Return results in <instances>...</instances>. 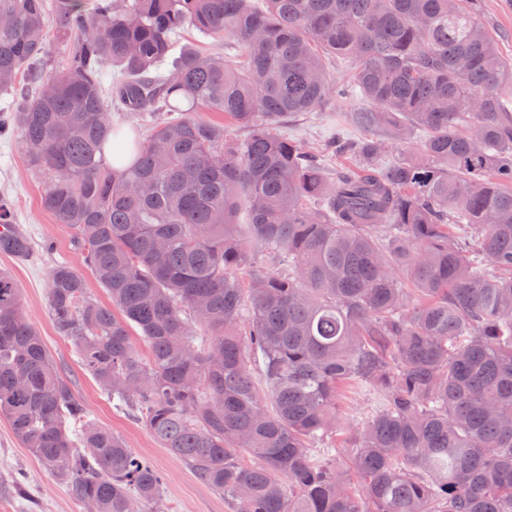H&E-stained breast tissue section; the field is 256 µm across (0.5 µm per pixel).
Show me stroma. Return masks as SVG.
<instances>
[{"instance_id": "obj_1", "label": "stroma", "mask_w": 512, "mask_h": 512, "mask_svg": "<svg viewBox=\"0 0 512 512\" xmlns=\"http://www.w3.org/2000/svg\"><path fill=\"white\" fill-rule=\"evenodd\" d=\"M477 14L485 26L498 34L501 54L511 59L512 0H479ZM361 105V99L356 97H332L320 110L284 121L280 131L305 151L324 158L326 165L354 168L358 165L356 158L332 156L329 144L339 132L363 138V130L347 122L348 113ZM44 188L43 181L30 170L15 138L7 132L0 134V194L10 201L15 222L28 234L33 247L29 260L24 262L0 255V267L10 271L16 280L25 313L92 419L120 436L128 448L149 460L162 474L164 512H229L223 495L201 482L187 464L161 448L141 422L113 408L99 384L82 370L73 344L56 333L46 303L48 272L54 264L65 261L81 268L91 293L104 303L109 296L99 287L92 272L84 269L72 244L71 229L56 223L44 210L41 204ZM46 239L53 241V251L43 250L42 242ZM20 481L26 487L22 496L16 491ZM31 502L36 505L32 512H85L66 487L42 468L31 450L15 439L8 422L0 418V512H31L27 509Z\"/></svg>"}]
</instances>
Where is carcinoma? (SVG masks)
I'll list each match as a JSON object with an SVG mask.
<instances>
[{
  "mask_svg": "<svg viewBox=\"0 0 512 512\" xmlns=\"http://www.w3.org/2000/svg\"><path fill=\"white\" fill-rule=\"evenodd\" d=\"M263 2L0 0V128L110 299L55 264L54 328L232 512H512V62L474 0ZM184 29L240 56L165 71ZM327 54L355 61L348 80ZM332 89L364 102L353 125L421 148L383 164L382 140L338 138L360 166L327 172L278 128ZM114 112L158 119L121 172ZM31 253L0 235L1 255ZM352 390L374 409L340 467ZM0 417L93 512L160 507L161 475L89 419L6 270Z\"/></svg>",
  "mask_w": 512,
  "mask_h": 512,
  "instance_id": "carcinoma-1",
  "label": "carcinoma"
}]
</instances>
